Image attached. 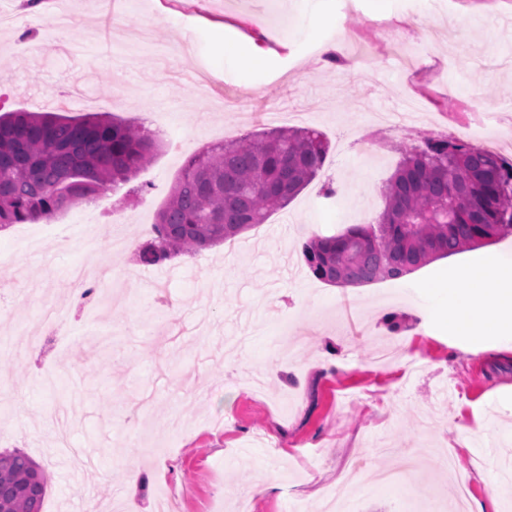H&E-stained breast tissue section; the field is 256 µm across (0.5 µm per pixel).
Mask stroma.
<instances>
[{"label":"stroma","instance_id":"35a3bbf8","mask_svg":"<svg viewBox=\"0 0 512 512\" xmlns=\"http://www.w3.org/2000/svg\"><path fill=\"white\" fill-rule=\"evenodd\" d=\"M50 0L31 18L9 0L0 27V114L92 109L150 129L161 144L130 182L48 222L0 229V452L45 471L42 512H512V356L498 337L449 336L426 284L464 287L481 249L396 280L340 287L315 278L305 243L375 221L403 146L512 111V5L505 0ZM260 41L262 66L236 52ZM341 43L343 67L310 53ZM414 128L374 122L406 91ZM98 107H91V100ZM317 112L329 151L317 176L266 223L223 244L144 266L132 251L91 257L68 224L101 239L153 238L159 206L205 145L269 129L268 112ZM337 187L335 197L325 195ZM97 264L116 307L78 300L70 271ZM163 302H156V295ZM64 323L51 335L43 300ZM413 337L423 365L381 364V343ZM384 440L415 460L402 484L374 486ZM143 483H126L130 467ZM269 475L273 489L251 486Z\"/></svg>","mask_w":512,"mask_h":512}]
</instances>
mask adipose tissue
Instances as JSON below:
<instances>
[{
  "label": "adipose tissue",
  "instance_id": "obj_1",
  "mask_svg": "<svg viewBox=\"0 0 512 512\" xmlns=\"http://www.w3.org/2000/svg\"><path fill=\"white\" fill-rule=\"evenodd\" d=\"M463 277L465 287L434 292L449 335H471L477 325L484 335L506 337L504 349L512 352V264L490 253Z\"/></svg>",
  "mask_w": 512,
  "mask_h": 512
}]
</instances>
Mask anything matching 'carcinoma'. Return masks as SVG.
Returning <instances> with one entry per match:
<instances>
[{
	"label": "carcinoma",
	"mask_w": 512,
	"mask_h": 512,
	"mask_svg": "<svg viewBox=\"0 0 512 512\" xmlns=\"http://www.w3.org/2000/svg\"><path fill=\"white\" fill-rule=\"evenodd\" d=\"M158 144L109 113L0 114V229L49 220L129 182ZM328 151L311 128L275 129L189 156L156 214L142 265L195 253L263 224L317 175ZM375 224L311 238L312 274L347 286L397 279L430 262L512 236V160L449 138L403 148ZM45 474L21 450L0 454V512H41Z\"/></svg>",
	"instance_id": "carcinoma-1"
}]
</instances>
